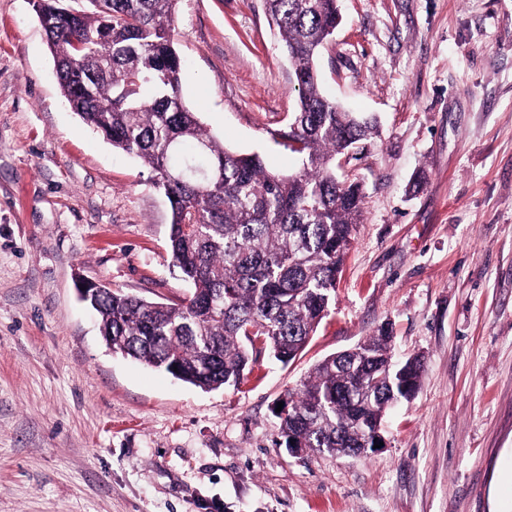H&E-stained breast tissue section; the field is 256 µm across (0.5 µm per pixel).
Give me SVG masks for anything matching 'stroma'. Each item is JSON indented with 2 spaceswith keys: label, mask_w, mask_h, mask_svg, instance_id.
<instances>
[{
  "label": "stroma",
  "mask_w": 512,
  "mask_h": 512,
  "mask_svg": "<svg viewBox=\"0 0 512 512\" xmlns=\"http://www.w3.org/2000/svg\"><path fill=\"white\" fill-rule=\"evenodd\" d=\"M316 65L378 121L338 179L364 213L327 316L284 364L205 391L112 353L80 280L174 304L170 204L61 95L30 0H0V512H512V0H340ZM180 95L225 146L274 141L297 93L263 0H176ZM415 396L357 457L297 458L275 409L380 328Z\"/></svg>",
  "instance_id": "1"
}]
</instances>
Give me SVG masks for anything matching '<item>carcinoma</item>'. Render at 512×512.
I'll return each mask as SVG.
<instances>
[{"instance_id": "cac0c4a2", "label": "carcinoma", "mask_w": 512, "mask_h": 512, "mask_svg": "<svg viewBox=\"0 0 512 512\" xmlns=\"http://www.w3.org/2000/svg\"><path fill=\"white\" fill-rule=\"evenodd\" d=\"M59 85L71 109L112 146L139 157L171 207L168 246L191 282L177 305L102 287L85 299L112 350L196 387L237 386L248 348L288 363L328 312L353 232L363 220L356 181L336 178L375 125L350 121L323 94L318 45L337 0H264L294 68L298 99L279 144L303 169L268 172L205 129L180 98L175 0H38ZM386 331L320 361L284 402L280 444L359 455L387 411L418 387L423 362H392Z\"/></svg>"}]
</instances>
